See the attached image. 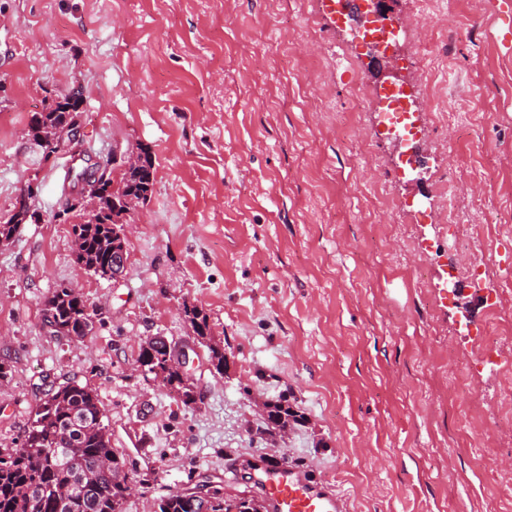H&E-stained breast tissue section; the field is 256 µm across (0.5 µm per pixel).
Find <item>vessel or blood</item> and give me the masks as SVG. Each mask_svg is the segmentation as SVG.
<instances>
[{"label": "vessel or blood", "instance_id": "b4317fda", "mask_svg": "<svg viewBox=\"0 0 512 512\" xmlns=\"http://www.w3.org/2000/svg\"><path fill=\"white\" fill-rule=\"evenodd\" d=\"M254 480L262 491L267 512H343L338 495L311 482L292 465L260 467Z\"/></svg>", "mask_w": 512, "mask_h": 512}]
</instances>
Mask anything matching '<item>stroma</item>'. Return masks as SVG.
Masks as SVG:
<instances>
[{"label":"stroma","mask_w":512,"mask_h":512,"mask_svg":"<svg viewBox=\"0 0 512 512\" xmlns=\"http://www.w3.org/2000/svg\"><path fill=\"white\" fill-rule=\"evenodd\" d=\"M423 55L403 40L423 181L379 113L378 62L328 0H0V224L26 188L40 219L0 248V448L19 446L48 382L93 387L136 491L124 512L204 480L259 496L292 464L346 512H489L512 482V356L481 358L491 290L512 295V47L478 0H429ZM83 97L80 154L27 130ZM145 147L153 193L133 211L119 279L79 271L57 214L84 157ZM482 257L489 279L463 275ZM80 282L83 341L41 327ZM203 309L216 373L184 305ZM154 336L190 346L187 408L135 370ZM287 395L288 435L251 399Z\"/></svg>","instance_id":"1"}]
</instances>
